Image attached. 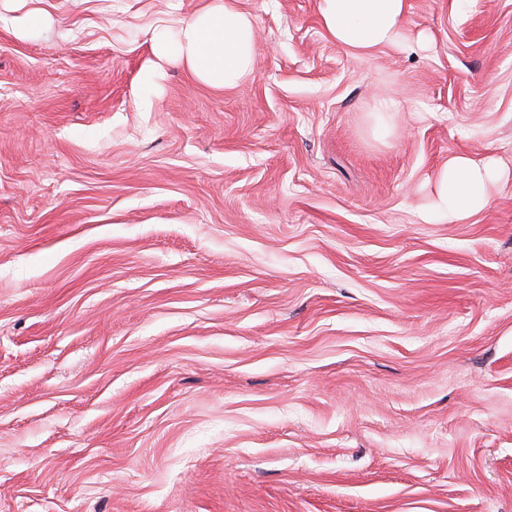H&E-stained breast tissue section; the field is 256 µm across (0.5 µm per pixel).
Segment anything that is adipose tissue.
<instances>
[{"label":"adipose tissue","instance_id":"adipose-tissue-1","mask_svg":"<svg viewBox=\"0 0 512 512\" xmlns=\"http://www.w3.org/2000/svg\"><path fill=\"white\" fill-rule=\"evenodd\" d=\"M322 24L337 44L360 52L404 45L407 0H319ZM158 60L176 59L215 88L237 85L253 66L255 25L236 0L213 4L182 22L176 33L151 36ZM498 176L489 163L455 157L439 172L435 200L423 222L461 221L484 209L487 186Z\"/></svg>","mask_w":512,"mask_h":512}]
</instances>
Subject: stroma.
I'll return each instance as SVG.
<instances>
[{"label": "stroma", "instance_id": "obj_1", "mask_svg": "<svg viewBox=\"0 0 512 512\" xmlns=\"http://www.w3.org/2000/svg\"><path fill=\"white\" fill-rule=\"evenodd\" d=\"M209 2L0 0V512H512V0H238L252 72L142 111ZM322 24L337 44L360 52L404 45L407 0H319ZM498 176L490 164H478L455 157L439 172L436 197L430 210H421L419 218L431 221H461L484 209L489 202L487 185Z\"/></svg>", "mask_w": 512, "mask_h": 512}]
</instances>
